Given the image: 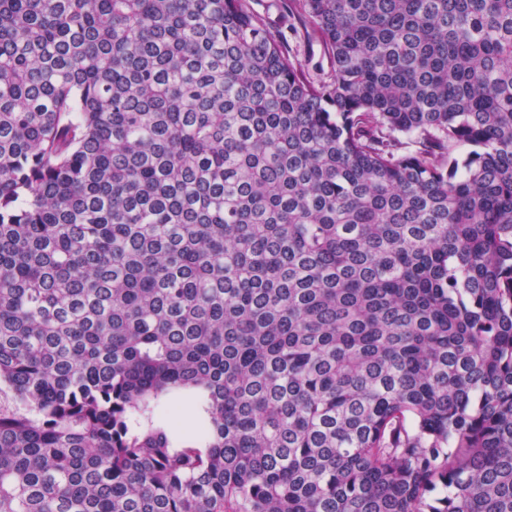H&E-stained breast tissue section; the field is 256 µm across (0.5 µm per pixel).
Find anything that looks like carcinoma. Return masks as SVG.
<instances>
[{
    "label": "carcinoma",
    "instance_id": "1",
    "mask_svg": "<svg viewBox=\"0 0 512 512\" xmlns=\"http://www.w3.org/2000/svg\"><path fill=\"white\" fill-rule=\"evenodd\" d=\"M293 2L0 0V512H512V0ZM289 0H248L251 10L258 15L285 53L294 56L307 71L329 69L323 44L315 37L308 39L311 25L307 18L288 10Z\"/></svg>",
    "mask_w": 512,
    "mask_h": 512
}]
</instances>
